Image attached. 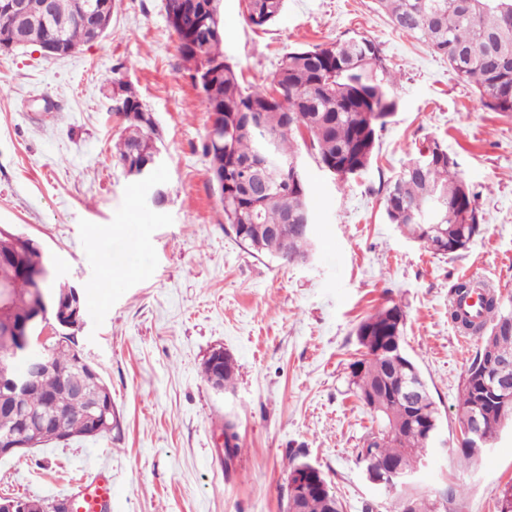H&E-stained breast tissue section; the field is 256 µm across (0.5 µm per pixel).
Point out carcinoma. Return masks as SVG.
Masks as SVG:
<instances>
[{
  "label": "carcinoma",
  "mask_w": 512,
  "mask_h": 512,
  "mask_svg": "<svg viewBox=\"0 0 512 512\" xmlns=\"http://www.w3.org/2000/svg\"><path fill=\"white\" fill-rule=\"evenodd\" d=\"M54 18L64 24V42L78 47L92 42L86 29L74 20L75 0H53ZM400 32L425 42L448 61L457 81L478 93L481 107L491 112L512 113V0H377ZM285 0H247L246 21L263 27L275 21ZM169 27L176 35L178 51L190 78L202 95L206 112L224 121V145L218 146L206 133L201 144L209 160L211 180L224 177L219 193L224 223L235 237L257 254L284 262L305 257L312 236L302 231L303 216L311 215L310 190L301 178L294 180L289 165L300 162L298 145L332 176L345 181L361 175L374 160L376 142L385 130L397 102L391 87L397 76L387 56L372 40L353 34L332 43L316 44L284 54L268 87L246 85L233 64L224 56L223 38H209L197 27L198 19L216 20L218 0H162ZM45 29L40 14L31 15L20 32L0 22V45H36ZM112 111L125 127L113 145L118 161L125 165L159 150L154 114L143 105L131 86L113 79ZM440 141L429 142L425 162L404 166L381 188L387 220L398 225L407 238L427 244L435 253L454 256L466 250L481 231L482 213L478 193L456 171L449 154H438ZM423 213L442 211L447 220L435 229L432 224H411L403 209ZM19 271L10 288L11 314L20 319L30 311V277L45 264L37 243L28 238L17 252ZM45 290L54 301L74 299V290L51 279ZM475 290L487 294L481 304L483 323L461 316L457 307ZM449 317L470 329L482 340L466 371L457 402V419L483 401L481 433L485 440L496 438L504 422L512 421L506 409L490 397H482L473 379L482 366L484 351L512 360V333L492 335L499 324L512 320V306L483 281L474 278L456 282L451 291ZM405 314L397 304L385 306L364 319L356 336L364 348L351 364L353 394L364 402L376 397L370 408L376 428L368 433L357 462L362 467L388 464L415 472L422 466L421 450L431 447L427 432L440 430V413L431 399L415 360L404 348ZM50 362L24 401L37 409L53 397L49 411L52 422L41 432L40 445L61 443L87 436V408L99 399L112 398L102 377L92 378L88 361L75 339H55ZM413 384L412 400L393 396L400 384ZM0 401V444L19 428L18 417ZM373 449V457L363 449ZM406 497L412 512H436L415 484L395 486L390 509L398 512V499ZM333 497L311 495L298 512H330Z\"/></svg>",
  "instance_id": "1"
}]
</instances>
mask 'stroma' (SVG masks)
<instances>
[{
  "instance_id": "35a3bbf8",
  "label": "stroma",
  "mask_w": 512,
  "mask_h": 512,
  "mask_svg": "<svg viewBox=\"0 0 512 512\" xmlns=\"http://www.w3.org/2000/svg\"><path fill=\"white\" fill-rule=\"evenodd\" d=\"M245 10L246 0L220 2L224 53L244 83L269 84L284 53L355 32L398 71L397 109L365 173L342 183L301 159L315 246L306 265L250 253L225 224L201 151L208 114L161 0H115L107 35L67 56L0 51V227L34 239L57 280L86 299L106 275L103 254L134 268L77 332L112 392L117 427L0 457V497L65 499L75 480L105 469L109 512H284L298 459L326 475L343 512H386L391 493L356 461L372 416L349 382L358 324L393 301L448 440L417 483L462 486L438 512H497L512 483V424L476 462L456 456L458 393L481 341L460 342L448 302L464 277L512 300V114L484 110L447 61L395 30L374 0H287L263 30ZM115 76L157 119L154 181L128 175L112 154L123 130L111 110ZM430 139L481 194L484 230L458 257L434 254L384 217L380 181ZM219 347L236 364L226 391L201 374ZM228 422L240 448L229 462Z\"/></svg>"
}]
</instances>
